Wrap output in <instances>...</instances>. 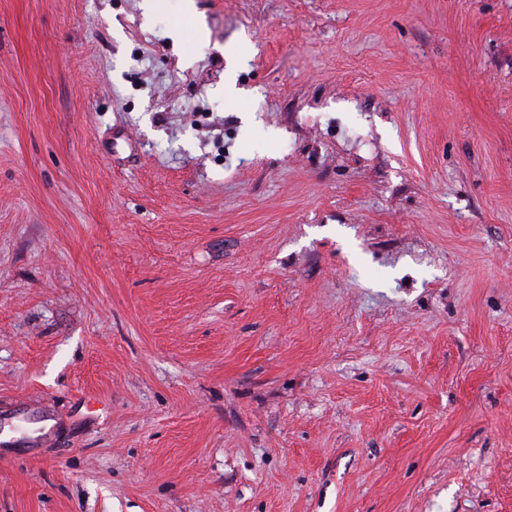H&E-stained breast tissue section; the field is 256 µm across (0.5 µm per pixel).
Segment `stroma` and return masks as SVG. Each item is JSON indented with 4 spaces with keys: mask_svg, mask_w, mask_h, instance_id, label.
<instances>
[{
    "mask_svg": "<svg viewBox=\"0 0 512 512\" xmlns=\"http://www.w3.org/2000/svg\"><path fill=\"white\" fill-rule=\"evenodd\" d=\"M0 512H512V0H0Z\"/></svg>",
    "mask_w": 512,
    "mask_h": 512,
    "instance_id": "1",
    "label": "stroma"
}]
</instances>
